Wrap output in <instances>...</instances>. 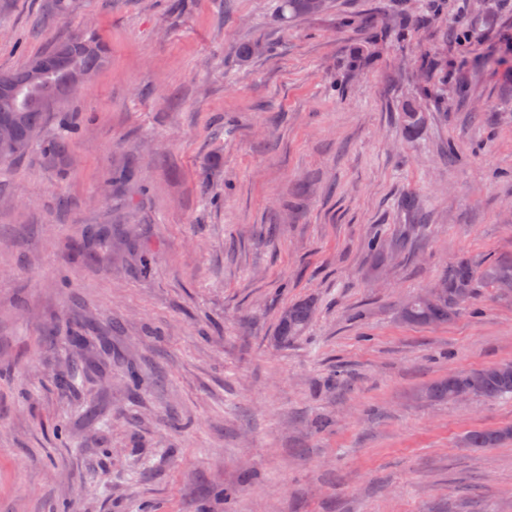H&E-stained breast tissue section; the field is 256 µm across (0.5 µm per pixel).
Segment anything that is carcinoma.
<instances>
[{
	"label": "carcinoma",
	"mask_w": 512,
	"mask_h": 512,
	"mask_svg": "<svg viewBox=\"0 0 512 512\" xmlns=\"http://www.w3.org/2000/svg\"><path fill=\"white\" fill-rule=\"evenodd\" d=\"M73 6L72 0H48L46 11L58 18L66 17ZM327 8V0H278L277 12L285 22L303 15L320 13ZM52 58L55 67L51 73L37 82H23L25 76L44 60ZM107 63L106 49L91 34L81 33L62 40L49 49L30 57L26 65L13 71L0 73L4 80L19 84L15 97H0V111H12L15 118L14 139L16 148L0 163L17 160L28 150L38 145L45 155L57 157L66 153L75 134L65 115L58 116L61 133L52 140L43 138V128L51 110L41 106L43 99L59 101L64 96L65 86L76 72L95 73ZM496 288L503 282L512 281V262L487 260L482 264L467 256H460L448 265V269L436 280L440 288L436 294L420 293L409 300L400 310L399 317L418 325H441L454 320L462 311L473 306L474 290L478 282ZM314 313L309 301H299L285 308L279 316L278 342L288 345L306 331ZM468 390L480 398L498 399L512 396V372L504 373L500 364L478 369L453 372L426 387L421 398L427 402H451L454 393ZM512 441V428H490L468 432L464 442L472 448H500Z\"/></svg>",
	"instance_id": "carcinoma-1"
}]
</instances>
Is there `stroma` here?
I'll list each match as a JSON object with an SVG mask.
<instances>
[{"label":"stroma","instance_id":"35a3bbf8","mask_svg":"<svg viewBox=\"0 0 512 512\" xmlns=\"http://www.w3.org/2000/svg\"><path fill=\"white\" fill-rule=\"evenodd\" d=\"M44 2L0 0V71L76 33L110 61L60 163L0 166V512H512V445L463 443L512 397H418L512 361V297L397 315L460 255L512 260V76L462 63L512 45V0L405 33L427 0H75L39 29ZM379 230L409 240L380 265ZM277 12L284 22L298 16L320 13L327 8V0H278ZM314 313L310 301H299L285 308L279 316L278 342L290 344L306 331Z\"/></svg>","mask_w":512,"mask_h":512}]
</instances>
